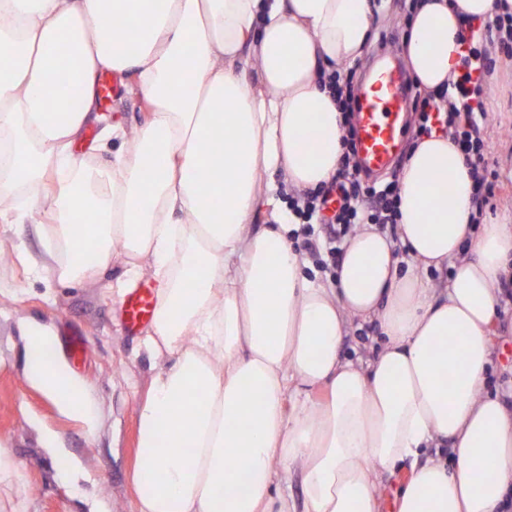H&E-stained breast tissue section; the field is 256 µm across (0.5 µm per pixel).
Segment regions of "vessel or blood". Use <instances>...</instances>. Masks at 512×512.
Returning <instances> with one entry per match:
<instances>
[{
	"mask_svg": "<svg viewBox=\"0 0 512 512\" xmlns=\"http://www.w3.org/2000/svg\"><path fill=\"white\" fill-rule=\"evenodd\" d=\"M408 103V77L398 57H380L358 92L355 111L358 156L368 173L383 171L399 154ZM156 307L154 288H132L121 307L126 332L134 335L149 325Z\"/></svg>",
	"mask_w": 512,
	"mask_h": 512,
	"instance_id": "obj_1",
	"label": "vessel or blood"
}]
</instances>
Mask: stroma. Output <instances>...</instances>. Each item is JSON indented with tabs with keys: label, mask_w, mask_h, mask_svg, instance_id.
Returning <instances> with one entry per match:
<instances>
[{
	"label": "stroma",
	"mask_w": 512,
	"mask_h": 512,
	"mask_svg": "<svg viewBox=\"0 0 512 512\" xmlns=\"http://www.w3.org/2000/svg\"><path fill=\"white\" fill-rule=\"evenodd\" d=\"M400 0L376 14L377 45L402 48L407 33ZM487 48L495 64L483 78L487 116L483 134L493 145L485 162L495 194L483 214L512 224V59L496 43ZM103 123L121 125L135 137L147 122L141 93L120 91L101 105ZM58 246L55 225L42 218L0 222V447L7 448L13 498L0 512H137L132 476L136 468L138 406L153 374L142 336L125 335L120 303L112 290L125 266L115 258L101 276L73 278L51 266L34 269ZM28 325L50 327L56 353L87 391L95 415L85 421L60 411L27 378ZM85 336L82 358L64 345L69 333ZM490 387L512 386V303L489 336ZM382 341L378 323L349 324L341 345L346 359L372 358Z\"/></svg>",
	"instance_id": "1"
}]
</instances>
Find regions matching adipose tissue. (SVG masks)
Here are the masks:
<instances>
[{
  "label": "adipose tissue",
  "instance_id": "1",
  "mask_svg": "<svg viewBox=\"0 0 512 512\" xmlns=\"http://www.w3.org/2000/svg\"><path fill=\"white\" fill-rule=\"evenodd\" d=\"M372 0H0V184L17 216L40 197L89 277L125 257L160 279L144 338L161 365L138 406L137 512H382L383 473L408 464L397 512H512V405L487 393L512 225L471 224L474 178L448 135L416 140L399 175L397 234L356 228L336 277L305 275L275 174L301 190L339 168L344 126L322 85L370 43ZM501 0H415L404 53L447 90L463 19ZM131 74L151 118L112 174L73 148L97 121L102 74ZM41 187L42 196L32 194ZM265 209L268 223L252 230ZM471 256H463L464 243ZM452 266L447 288L428 273ZM381 349L340 357L348 318ZM28 377L91 418L56 354ZM300 474L301 498L281 466Z\"/></svg>",
  "mask_w": 512,
  "mask_h": 512
}]
</instances>
